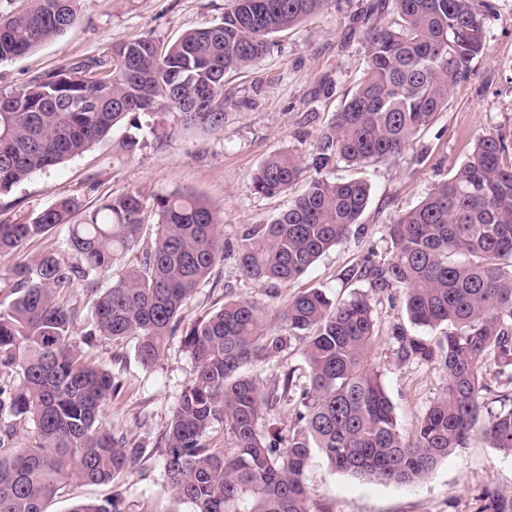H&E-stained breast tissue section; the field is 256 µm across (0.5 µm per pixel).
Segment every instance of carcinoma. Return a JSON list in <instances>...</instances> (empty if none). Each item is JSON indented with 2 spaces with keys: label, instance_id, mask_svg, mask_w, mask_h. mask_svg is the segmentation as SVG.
<instances>
[{
  "label": "carcinoma",
  "instance_id": "cac0c4a2",
  "mask_svg": "<svg viewBox=\"0 0 512 512\" xmlns=\"http://www.w3.org/2000/svg\"><path fill=\"white\" fill-rule=\"evenodd\" d=\"M77 0H32L0 19V63L62 35ZM331 0H232L223 21L184 32L165 46L138 39L116 45L112 64L88 59L0 93V192L83 153L112 128L174 112L185 129H224V80L265 55L272 37L322 13ZM391 20L365 32L361 82L334 112L306 156L267 157L254 190L274 196L301 179L308 188L269 223L224 245L219 217L192 193L137 191L112 196L83 224L62 199L36 217L0 224V253L68 227L71 260L47 251L20 260L0 285V368L21 370L0 384V512H46L60 486L78 478L113 482L152 452L166 485L193 512H310L304 473L314 454L339 471L408 484L481 435L512 455V391L488 405L489 375L512 385V137L485 135L468 159L413 209L384 226L391 256L360 276L402 290L411 322L446 327L434 343L393 336L404 360L441 371L446 385L405 438L375 362L373 308L362 296L332 299L321 288L291 296L276 330L252 302L227 299L187 326L185 301L224 251L237 253L243 278L290 286L346 241L371 196L363 178L330 181L328 169L395 161L448 106L485 48L478 0H380ZM154 223L145 222L146 210ZM94 294L89 309L71 290ZM85 332L73 335L76 322ZM182 333L194 373L152 448L128 444L101 421L123 384L91 350L96 340L138 338L147 368ZM304 357L308 386L295 371L267 387L249 373L290 349ZM294 406L288 433L269 412ZM33 426L14 447L17 427ZM69 512H122L120 497L79 502ZM475 512H512V493L487 489Z\"/></svg>",
  "mask_w": 512,
  "mask_h": 512
}]
</instances>
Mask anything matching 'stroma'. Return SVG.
<instances>
[{
  "label": "stroma",
  "instance_id": "obj_1",
  "mask_svg": "<svg viewBox=\"0 0 512 512\" xmlns=\"http://www.w3.org/2000/svg\"><path fill=\"white\" fill-rule=\"evenodd\" d=\"M489 2L484 13L486 50L474 61L471 78L455 89L447 108L398 161L373 164L360 172L372 187L360 218L361 232L321 256L300 282L304 288L324 289L337 300L359 294L368 299L378 330L376 362L398 425L407 436L441 394L445 380L433 367L401 360L393 333L401 329L431 343L441 332L410 322L400 290L371 288L353 271L387 260L385 224L448 179L480 136L512 134V0ZM368 3L333 0L325 12L279 34L269 54L253 66L229 74L223 132L181 131L160 149L151 130L173 126V115L142 117L138 131L127 124L116 126L82 155L0 193V224L35 217L63 198L78 202L73 218L78 224L108 197L128 190L139 191L148 200L171 192L203 197L219 215L223 237L231 243L246 228L269 223L307 184L301 181L288 194L266 197L254 191L251 177L271 154L310 150L332 114L350 97L365 67L361 20ZM228 4L229 0H79L77 20L63 35L0 64V92H11L79 60L110 58L113 46L123 41L149 39L161 45L186 30L218 24ZM131 134L140 147L129 154L120 145ZM290 293L282 285L274 288L242 278L235 256L228 254L188 301L183 315L188 320L203 316L228 298L251 301L272 313L284 306ZM135 345V339H128L116 349V359L107 342L95 346L100 358L111 360L113 373L123 383L121 395L105 408L103 417L115 433L151 446L168 424L194 363L177 335L161 363L151 369L141 364ZM305 484L311 512H475L484 490L512 492V455L476 436L439 462L423 481L403 485L333 470L317 455L306 470ZM115 495L122 500L123 512H191L189 505L168 494L163 459L156 454L113 483L68 481L48 502L46 512H69L75 503L101 504Z\"/></svg>",
  "mask_w": 512,
  "mask_h": 512
}]
</instances>
